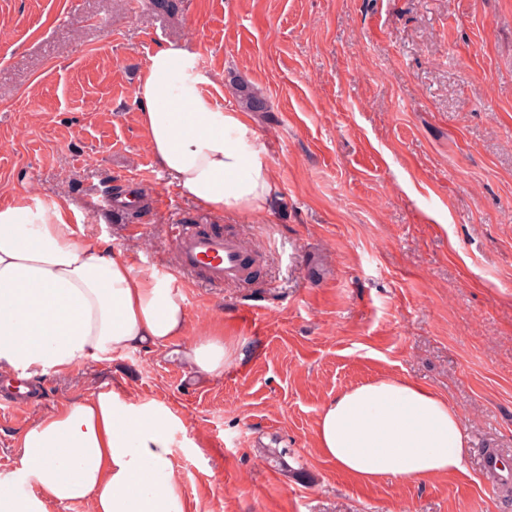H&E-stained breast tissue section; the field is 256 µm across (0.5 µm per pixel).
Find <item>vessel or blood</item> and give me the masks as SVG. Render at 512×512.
I'll return each instance as SVG.
<instances>
[{
    "label": "vessel or blood",
    "mask_w": 512,
    "mask_h": 512,
    "mask_svg": "<svg viewBox=\"0 0 512 512\" xmlns=\"http://www.w3.org/2000/svg\"><path fill=\"white\" fill-rule=\"evenodd\" d=\"M170 237L178 272L200 273L209 285L241 281L245 250L234 236L202 231L195 225L179 222L171 225Z\"/></svg>",
    "instance_id": "vessel-or-blood-1"
}]
</instances>
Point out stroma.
Segmentation results:
<instances>
[{"label":"stroma","instance_id":"1","mask_svg":"<svg viewBox=\"0 0 512 512\" xmlns=\"http://www.w3.org/2000/svg\"><path fill=\"white\" fill-rule=\"evenodd\" d=\"M173 3L0 0V200L66 197L146 273L173 271L179 220L259 250L254 284L179 280L188 337L223 323L242 357L199 377L176 342L44 376L0 419V481L21 431L106 385L181 416L190 512H512L482 466L490 450L512 467V0ZM167 43L196 53L225 108L239 83L266 99L269 212L214 216L155 166L133 92ZM119 187L143 194L139 217L96 209ZM382 376L459 412L462 471L361 485L321 455L325 402Z\"/></svg>","mask_w":512,"mask_h":512}]
</instances>
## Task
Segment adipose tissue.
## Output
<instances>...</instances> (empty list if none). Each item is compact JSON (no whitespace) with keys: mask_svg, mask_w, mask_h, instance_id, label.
<instances>
[{"mask_svg":"<svg viewBox=\"0 0 512 512\" xmlns=\"http://www.w3.org/2000/svg\"><path fill=\"white\" fill-rule=\"evenodd\" d=\"M197 56L156 50L134 91L153 160L170 185L208 211L261 214L278 191L248 113L227 110L202 86ZM68 200L0 203V369L30 378L185 338L175 278L143 273L123 253L84 240ZM186 340V338H185ZM239 353L231 332L186 340L196 373L218 377ZM181 418L153 399L98 388L42 415L18 439L16 469L0 481V512H189L172 462ZM321 454L362 485L419 483L456 473L468 454L458 412L431 388L383 377L349 387L322 407ZM37 490L20 493L18 484Z\"/></svg>","mask_w":512,"mask_h":512,"instance_id":"adipose-tissue-1","label":"adipose tissue"}]
</instances>
